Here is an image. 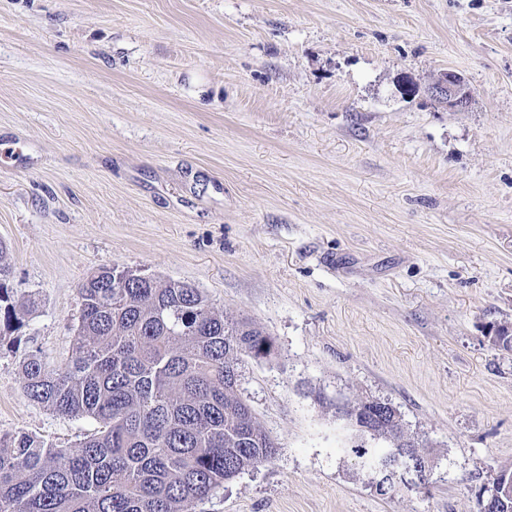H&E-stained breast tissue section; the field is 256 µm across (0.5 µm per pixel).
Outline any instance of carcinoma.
<instances>
[{
    "mask_svg": "<svg viewBox=\"0 0 512 512\" xmlns=\"http://www.w3.org/2000/svg\"><path fill=\"white\" fill-rule=\"evenodd\" d=\"M0 241V323L14 333L38 307L18 306ZM74 356L49 370L24 358L26 396L99 428L78 448H54L18 432L0 436V512H191L243 471L270 461L277 445L236 391L243 357L271 354L268 336L230 322L197 288L128 271L112 287L103 266L80 285ZM404 430L379 424L367 439ZM345 452L380 464L388 448L357 443Z\"/></svg>",
    "mask_w": 512,
    "mask_h": 512,
    "instance_id": "carcinoma-1",
    "label": "carcinoma"
}]
</instances>
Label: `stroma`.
<instances>
[{
    "label": "stroma",
    "instance_id": "stroma-1",
    "mask_svg": "<svg viewBox=\"0 0 512 512\" xmlns=\"http://www.w3.org/2000/svg\"><path fill=\"white\" fill-rule=\"evenodd\" d=\"M449 69L466 111L428 92ZM0 240L39 302L0 343V435L93 432L20 364L70 361L78 287L116 265L273 344L237 392L278 451L193 512H480L512 469V0H0ZM365 397L425 484L380 495L343 453Z\"/></svg>",
    "mask_w": 512,
    "mask_h": 512
}]
</instances>
